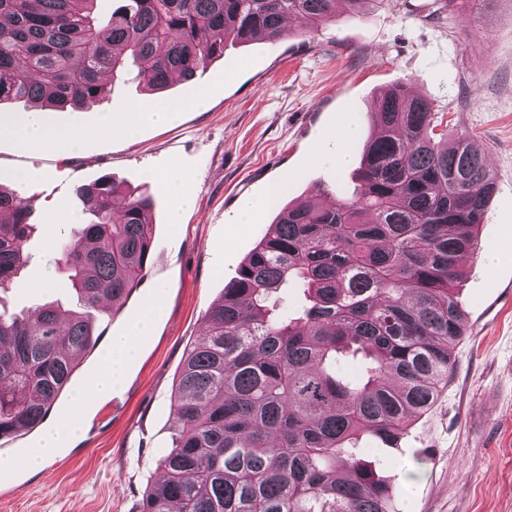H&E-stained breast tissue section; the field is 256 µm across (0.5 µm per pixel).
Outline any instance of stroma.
<instances>
[{
	"label": "stroma",
	"instance_id": "35a3bbf8",
	"mask_svg": "<svg viewBox=\"0 0 512 512\" xmlns=\"http://www.w3.org/2000/svg\"><path fill=\"white\" fill-rule=\"evenodd\" d=\"M272 44L228 41L222 57L193 80L146 92L132 76L115 78L109 101L50 110L49 124L93 127L80 150L52 143L25 151L0 137V176L24 169L15 190L37 232L30 258L0 291V310L21 315L52 302L75 306L56 273V242L89 216L75 194L108 175L151 196L150 258L137 288L97 314L100 337L80 359L39 426L0 439V512H137L159 477L157 460L173 440L172 396L188 349L205 330V314L245 257L266 236L278 206L312 196L322 205L351 196L363 147L374 130L373 104L400 83L426 94L441 122L434 141L466 134L488 160L495 191L456 297L466 331L456 367L430 410L413 418L399 447L372 459L392 488L391 512H512V0H386ZM204 107H194L200 92ZM183 104L168 125L119 130L135 102ZM112 130H100L103 116ZM348 164L330 139L347 123ZM193 203L171 221L168 178ZM276 184L277 206L241 218L239 203ZM164 305L142 337L122 384L86 404L83 430L65 440L39 472L21 462L54 431L97 371L113 338L139 321L156 293Z\"/></svg>",
	"mask_w": 512,
	"mask_h": 512
}]
</instances>
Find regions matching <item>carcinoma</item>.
<instances>
[{
	"label": "carcinoma",
	"mask_w": 512,
	"mask_h": 512,
	"mask_svg": "<svg viewBox=\"0 0 512 512\" xmlns=\"http://www.w3.org/2000/svg\"><path fill=\"white\" fill-rule=\"evenodd\" d=\"M0 0V102L50 109L107 101V74L137 67L159 92L189 81L232 38H287L385 0ZM352 196L282 208L207 311L173 396L172 446L138 512H391L364 441L388 446L436 402L466 316L455 296L495 183L469 136L433 142L431 98H377ZM90 221L60 242L78 307L0 312V438L46 418L95 329L90 315L144 276L153 202L115 183L76 186ZM37 225L0 189V289L27 263ZM303 300L288 305V289ZM352 359L359 374L345 375Z\"/></svg>",
	"instance_id": "obj_1"
}]
</instances>
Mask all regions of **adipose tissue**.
<instances>
[{
  "label": "adipose tissue",
  "instance_id": "obj_1",
  "mask_svg": "<svg viewBox=\"0 0 512 512\" xmlns=\"http://www.w3.org/2000/svg\"><path fill=\"white\" fill-rule=\"evenodd\" d=\"M13 138L20 148L37 150L51 142H65L76 146L86 138L83 130L71 128L51 129L45 126L43 110L34 106L29 109L21 125H13L0 120V136ZM160 302H152L131 329L129 335L114 339L104 359L83 391L82 400H97L109 396L112 390L121 385L126 365L131 360L141 336L146 335L155 313L160 309Z\"/></svg>",
  "mask_w": 512,
  "mask_h": 512
}]
</instances>
